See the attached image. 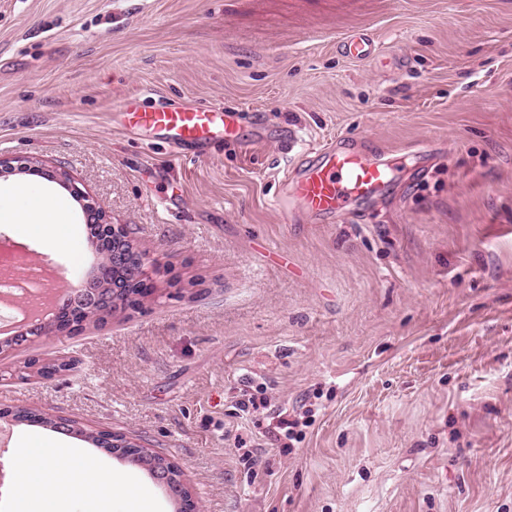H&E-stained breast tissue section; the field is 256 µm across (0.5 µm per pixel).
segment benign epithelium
<instances>
[{
	"label": "benign epithelium",
	"instance_id": "7a95c632",
	"mask_svg": "<svg viewBox=\"0 0 512 512\" xmlns=\"http://www.w3.org/2000/svg\"><path fill=\"white\" fill-rule=\"evenodd\" d=\"M32 171H43L50 179L66 186L75 198L83 201L86 213L92 218V223L99 226L101 234L112 239V252L108 254L104 263L94 270V275L87 287V294L83 301L111 313L123 308L128 288L127 281L113 275L112 271L125 266L133 267L138 273L137 281L142 285L151 267L149 257L134 246L130 248L122 246V243L130 240L127 228L121 224L111 223L103 206L72 183L66 171L62 169L46 171L42 167V163L28 157H0V177L16 172ZM73 307V296L70 295L59 300L55 315L58 316L64 312L66 317L56 319L52 324L43 319L29 323L27 324L26 334L35 339L53 333L71 334L77 331L80 329V323L78 322V315L72 313ZM107 439L112 454L134 464L138 463L139 456L148 453L146 446L133 438L109 433ZM152 477L167 490L170 496L181 502L183 512H199L198 502L189 493L183 474L176 464L171 462L154 469Z\"/></svg>",
	"mask_w": 512,
	"mask_h": 512
}]
</instances>
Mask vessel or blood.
<instances>
[{"mask_svg": "<svg viewBox=\"0 0 512 512\" xmlns=\"http://www.w3.org/2000/svg\"><path fill=\"white\" fill-rule=\"evenodd\" d=\"M347 56L363 59L376 51L373 39L353 33L342 44ZM127 127L165 135L174 152L203 147L236 136L232 116L220 107L127 108ZM397 165L369 156L357 141L338 140L320 152L315 163L293 170L276 204L283 213H304L314 219L343 214L350 203L371 202L390 188Z\"/></svg>", "mask_w": 512, "mask_h": 512, "instance_id": "vessel-or-blood-1", "label": "vessel or blood"}]
</instances>
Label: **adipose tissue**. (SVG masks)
<instances>
[{"mask_svg":"<svg viewBox=\"0 0 512 512\" xmlns=\"http://www.w3.org/2000/svg\"><path fill=\"white\" fill-rule=\"evenodd\" d=\"M64 212L53 189L43 185H24L12 194L0 197L1 224H41L49 247H57L60 240L53 233ZM116 480L101 471L87 456L72 454L61 448L42 451L34 479L23 481L18 492L26 497L40 494L44 487H52L56 499L80 497L97 503V512H109Z\"/></svg>","mask_w":512,"mask_h":512,"instance_id":"obj_1","label":"adipose tissue"}]
</instances>
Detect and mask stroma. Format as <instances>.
Listing matches in <instances>:
<instances>
[{
    "instance_id": "1",
    "label": "stroma",
    "mask_w": 512,
    "mask_h": 512,
    "mask_svg": "<svg viewBox=\"0 0 512 512\" xmlns=\"http://www.w3.org/2000/svg\"><path fill=\"white\" fill-rule=\"evenodd\" d=\"M354 32L376 56L343 53ZM124 101L220 106L239 137L176 159ZM340 136L452 152L364 211L286 221L287 174ZM0 155L68 171L157 264L139 307L0 355L7 512H93L17 495L55 446L178 512L99 432L171 458L203 512H512V0H0ZM56 194L64 246L0 241L80 289L100 256ZM275 411L308 412L300 440Z\"/></svg>"
}]
</instances>
